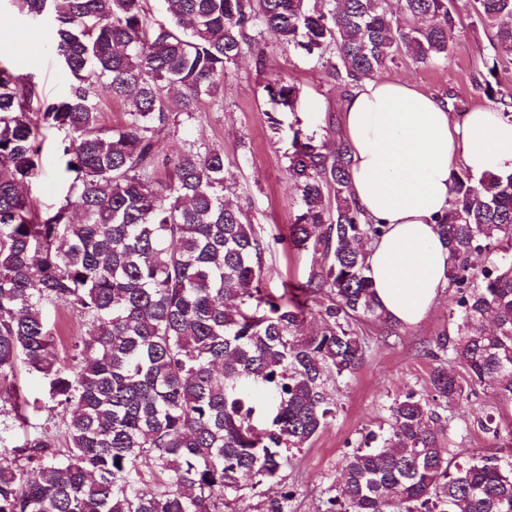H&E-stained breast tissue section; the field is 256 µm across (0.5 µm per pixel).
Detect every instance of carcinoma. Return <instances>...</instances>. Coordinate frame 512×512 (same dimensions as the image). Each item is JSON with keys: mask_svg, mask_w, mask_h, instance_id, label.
I'll list each match as a JSON object with an SVG mask.
<instances>
[{"mask_svg": "<svg viewBox=\"0 0 512 512\" xmlns=\"http://www.w3.org/2000/svg\"><path fill=\"white\" fill-rule=\"evenodd\" d=\"M32 20L52 18L54 54L71 77L47 106L32 75L0 65V456L3 433L28 428L0 464V512H236L258 476L275 478L334 411L327 381L364 358L360 325L399 328L376 302L363 243L367 224L351 197L350 160L288 124L289 180L303 210L288 248L321 263L275 296L265 288L268 242L227 203L224 150L187 144L160 183L151 171L177 115L214 103L228 67L246 51L263 65L259 36L276 32L308 55L332 49L326 76L372 78L397 57H448L450 0H16ZM495 29L483 90L512 122L498 60L512 58V0H477ZM181 90L172 104L169 90ZM288 111L300 88L266 85ZM123 105L124 123L103 125ZM60 136L67 191L43 212L21 187L41 173L42 129ZM450 207L437 224L449 249L448 284L460 323L435 339L431 383L388 407L389 431L349 456L324 512H512V467L494 457L451 466L432 409L463 396L457 363L476 385L494 381L512 404V174H450ZM496 252L480 270L473 254ZM92 325L60 356L45 305ZM321 330L304 332L308 317ZM46 381L51 405L29 424L10 382L18 363Z\"/></svg>", "mask_w": 512, "mask_h": 512, "instance_id": "carcinoma-1", "label": "carcinoma"}]
</instances>
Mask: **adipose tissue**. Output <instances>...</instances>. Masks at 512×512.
Segmentation results:
<instances>
[{"label":"adipose tissue","instance_id":"ef3b65f1","mask_svg":"<svg viewBox=\"0 0 512 512\" xmlns=\"http://www.w3.org/2000/svg\"><path fill=\"white\" fill-rule=\"evenodd\" d=\"M343 124L352 198L385 227L367 246L375 298L394 321L418 323L448 285L436 221L450 206V174H512V122L485 108L458 121L411 83L364 78L344 98Z\"/></svg>","mask_w":512,"mask_h":512}]
</instances>
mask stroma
<instances>
[{
  "label": "stroma",
  "mask_w": 512,
  "mask_h": 512,
  "mask_svg": "<svg viewBox=\"0 0 512 512\" xmlns=\"http://www.w3.org/2000/svg\"><path fill=\"white\" fill-rule=\"evenodd\" d=\"M458 14L448 58L424 65L409 57L398 58L381 78L407 81L420 90L447 102L456 117L473 108H493V101L480 89L481 73L492 64L490 40L493 29L482 24L473 0H453ZM36 27L18 13L11 0H0V50L15 61L22 42ZM264 69H256L252 56L237 60L228 74L224 97L218 105L203 104L194 119L178 116L163 135V152L173 156L192 141L214 144L224 149L229 162L228 181L235 185L231 201L241 207L251 223L274 235L286 230L302 209L299 191L289 182L283 154L288 147L287 131L271 126L267 114L272 106L264 91L276 79L297 83L300 99L294 111L285 113L284 123L299 122L318 137L338 141L342 136L340 104L347 87L331 83L325 66L333 53L324 57L296 55L274 32H265ZM24 72L33 73L43 97L64 92L69 76L54 54L40 49L24 61ZM42 174L31 180L27 193L41 209H56L63 200L66 183L53 140H46ZM319 263L309 252L297 253L283 244L271 243L264 254L267 286L281 292L284 283L306 281ZM455 288H444L418 324L387 334L378 324L363 325L361 337L369 349L359 367L349 376L330 380L328 394L334 417L299 452L282 472L278 482H262L246 492L237 503L239 512H260L266 498L290 493V512H323V503L334 495L344 460L363 447L368 435L388 431V406L406 394L430 397L435 362L430 355L434 341L452 332L460 317ZM45 314L59 348H69L78 337L88 336L87 320L63 306L46 305ZM441 416L451 417L450 448L453 462L465 465L483 457L497 458L501 465L512 464V448L493 439L477 426L492 415L502 422L512 421V405L503 403L488 385H465L461 405L438 402Z\"/></svg>",
  "instance_id": "35a3bbf8"
}]
</instances>
